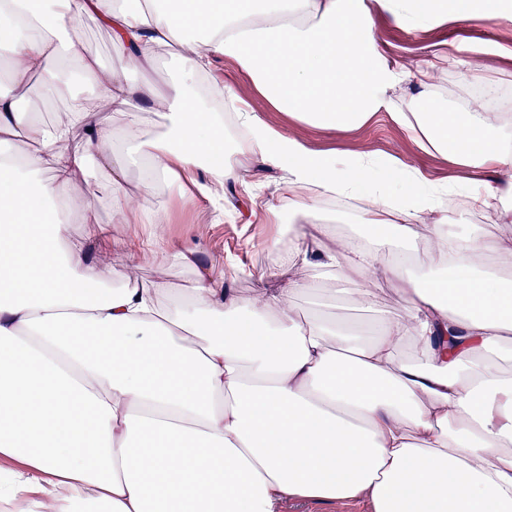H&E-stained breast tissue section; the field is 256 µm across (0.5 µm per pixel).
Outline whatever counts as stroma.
I'll use <instances>...</instances> for the list:
<instances>
[{
  "instance_id": "obj_1",
  "label": "stroma",
  "mask_w": 512,
  "mask_h": 512,
  "mask_svg": "<svg viewBox=\"0 0 512 512\" xmlns=\"http://www.w3.org/2000/svg\"><path fill=\"white\" fill-rule=\"evenodd\" d=\"M376 36L386 55L406 68H419L426 58H433V82L443 103L458 104L471 94L472 83L494 80L506 98L512 100V24H474L454 19L431 28L430 32L407 31L396 26L386 15L373 17ZM466 47L469 71L449 62L451 48ZM210 73L234 91L241 107L257 115L269 127L303 143L319 154H370L381 159H395L404 167L421 173L432 181L445 182L468 178L469 170L452 165L447 156L424 150L400 124L387 113H378L364 126L332 129L313 126L281 112L245 78L236 59L221 54L210 58ZM235 165L241 172L236 183L226 185V206L216 207L192 185L177 187L156 185L150 194L151 205L165 222L163 247L188 246L197 249L213 270L214 278L236 294L249 297L259 292L279 291L298 277L287 263L269 262V254L284 240L285 224L273 223L271 209L286 210L292 175L288 166H266L261 157L250 153L236 154ZM73 191L87 195L93 202L86 216L69 219L72 237L81 239L94 257L112 262L123 271L129 261L126 254L112 248L114 234L132 235L131 224H116L112 210L103 201L106 189L102 181H77ZM330 196L313 197L321 217L317 224L294 227L296 244L309 259L320 260L330 237H356L360 224L350 222L353 208L332 207ZM138 276L145 281L168 282L179 293L193 288L194 276L183 266L161 264L153 245L137 241ZM331 274L315 278L309 288L293 299L299 316L321 315L338 321L371 322L370 314L342 304L324 305L322 299L333 288Z\"/></svg>"
}]
</instances>
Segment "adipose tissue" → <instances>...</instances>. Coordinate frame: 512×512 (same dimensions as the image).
<instances>
[{"label":"adipose tissue","instance_id":"obj_1","mask_svg":"<svg viewBox=\"0 0 512 512\" xmlns=\"http://www.w3.org/2000/svg\"><path fill=\"white\" fill-rule=\"evenodd\" d=\"M383 13L411 31L461 16L512 23V0H0V455L20 478L0 495L34 512H276L282 495L369 496L374 512H512V239L447 231V194L512 216V125L440 103L429 67L390 61L373 30ZM91 17L111 37L104 67L75 31ZM181 66L162 87L145 76L164 48ZM235 58L277 109L347 129L386 112L456 166L493 180L430 183L398 161L310 152L244 114L247 152L289 165L317 194H364V232L312 272L334 268L345 301L372 309L398 255L410 306L364 337L314 316L295 293L238 296L203 263L185 298L164 281L116 282L110 264L68 235L107 188L116 223L159 234L148 201L161 181L205 172L238 178L224 159V115L192 94L207 56ZM42 73L55 121L23 100ZM410 82L407 107L388 95ZM171 131L148 136L146 113ZM32 142V153H18ZM49 177H42V170ZM434 215L423 249L401 243ZM495 265H487L486 255ZM358 287H347L350 277ZM422 352L399 357L405 341Z\"/></svg>","mask_w":512,"mask_h":512}]
</instances>
